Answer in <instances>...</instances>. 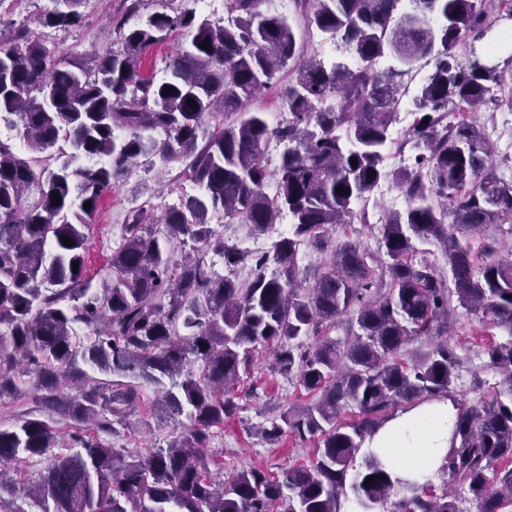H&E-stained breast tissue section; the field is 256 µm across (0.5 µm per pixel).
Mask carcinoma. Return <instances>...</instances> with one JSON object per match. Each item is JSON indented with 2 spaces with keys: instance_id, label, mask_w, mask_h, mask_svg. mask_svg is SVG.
<instances>
[{
  "instance_id": "obj_1",
  "label": "carcinoma",
  "mask_w": 512,
  "mask_h": 512,
  "mask_svg": "<svg viewBox=\"0 0 512 512\" xmlns=\"http://www.w3.org/2000/svg\"><path fill=\"white\" fill-rule=\"evenodd\" d=\"M84 2L58 0L43 24L79 25ZM291 3L300 29L263 11L264 0H227L219 21L156 12L131 25L143 0H130L112 20L121 49L89 65L49 53L22 29L0 39V123L28 149L0 140V400L33 402L0 428V512H341L350 495L359 512H377L398 494L403 512H463L464 499L477 512L512 506V467H497L512 458V339L483 350L502 389L456 404L441 472L463 497L403 484L360 455L398 402L451 393L454 349L438 341L410 364L409 344L448 328L460 307L512 335V260L480 263L468 242L490 224L509 223L512 235V183L498 174L486 124L470 116L480 106L512 112V94L495 95L512 56L501 64L473 48L459 53L496 19H512V0ZM315 32L349 61L329 64L311 51ZM167 41L175 51L158 80L141 56ZM422 60L431 70L412 101V168L388 171L399 91ZM274 86L276 123L260 106ZM272 138L283 145L273 170L264 162ZM138 161L147 174L182 165L197 193L156 218L129 210L124 242L94 288L85 280L87 231L103 194ZM385 178L406 208L381 225L377 251L340 241L308 282L300 247L324 252L328 227L366 220L355 207ZM285 213L288 232L260 253L224 243L211 227L218 216L264 233ZM430 240L451 279L415 246ZM189 242L193 251H177ZM212 251L229 274L208 261ZM241 265L251 267L246 282L233 277ZM350 313L355 330L325 336ZM310 336L319 337L312 349L301 342ZM260 345L274 371L316 396L260 435L270 444L287 434L313 440L314 460L281 479L251 467L225 480L224 461L207 448L236 414L237 384ZM143 386L189 423L164 448H114L101 434L126 428ZM348 408L358 420L339 422ZM54 414L84 430L64 442L45 420ZM33 457L49 460L37 479L7 475L3 464ZM19 490L27 511L3 497Z\"/></svg>"
}]
</instances>
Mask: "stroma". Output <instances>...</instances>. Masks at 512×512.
<instances>
[{
    "label": "stroma",
    "mask_w": 512,
    "mask_h": 512,
    "mask_svg": "<svg viewBox=\"0 0 512 512\" xmlns=\"http://www.w3.org/2000/svg\"><path fill=\"white\" fill-rule=\"evenodd\" d=\"M47 5L48 0H0V36H10L13 29L23 28L32 39L55 54L84 63L116 48V41L109 35V26L114 18L124 14L125 0H86L82 8V23L68 30L41 24L40 15ZM179 171V166H171L167 174L153 182L150 193L139 195L135 186L142 176V169L135 166L123 186L104 194L88 232L84 253L88 275L102 272L113 251L121 244L122 238L114 234L113 228L124 224L129 208L142 206L149 214L156 215L161 207L178 200L181 195L193 193V185L180 180ZM393 209L389 199L376 200L373 211L368 214V223L356 220L337 225L331 235L332 241L352 239L369 249H376L379 221ZM447 337L460 358L453 398L468 405L491 399L500 387L501 376L494 367L488 366L482 349L488 343L506 341L507 332L490 325L479 315L460 310L448 326ZM271 365L270 353L258 355L250 373L242 376L238 385L239 412L214 431L209 449L211 453L223 456L225 476H232L248 467L262 468L280 476L289 468L308 465L313 460L312 443H302L286 436L278 444L271 445L254 432L255 427L278 418L289 407L304 406L313 401L312 395L299 387L296 381L276 374ZM143 398L136 412L137 428L114 438L115 447H163L175 433L174 421L163 417L155 405L152 389H144Z\"/></svg>",
    "instance_id": "obj_1"
}]
</instances>
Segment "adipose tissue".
Listing matches in <instances>:
<instances>
[{
	"mask_svg": "<svg viewBox=\"0 0 512 512\" xmlns=\"http://www.w3.org/2000/svg\"><path fill=\"white\" fill-rule=\"evenodd\" d=\"M456 414L455 402L447 396L409 407L369 434L362 452L376 456L395 479L425 484L446 462Z\"/></svg>",
	"mask_w": 512,
	"mask_h": 512,
	"instance_id": "adipose-tissue-1",
	"label": "adipose tissue"
}]
</instances>
